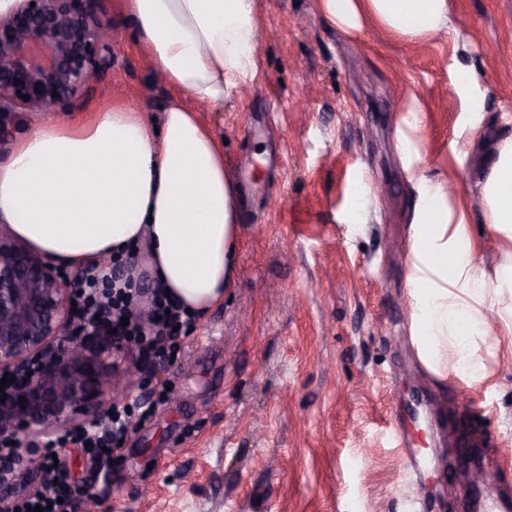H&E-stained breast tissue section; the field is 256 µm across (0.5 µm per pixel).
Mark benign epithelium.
Instances as JSON below:
<instances>
[{"label":"benign epithelium","mask_w":512,"mask_h":512,"mask_svg":"<svg viewBox=\"0 0 512 512\" xmlns=\"http://www.w3.org/2000/svg\"><path fill=\"white\" fill-rule=\"evenodd\" d=\"M96 3L15 0L0 14V122L18 109L55 112L111 61L112 28L97 21ZM69 288L28 245L0 233V376L15 377L0 399V438L15 441L0 448L1 489L39 492V438L56 426H86L124 395L104 369L116 342L75 325ZM78 410L86 419L73 417Z\"/></svg>","instance_id":"7a95c632"}]
</instances>
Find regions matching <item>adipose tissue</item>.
<instances>
[{
	"label": "adipose tissue",
	"instance_id": "adipose-tissue-1",
	"mask_svg": "<svg viewBox=\"0 0 512 512\" xmlns=\"http://www.w3.org/2000/svg\"><path fill=\"white\" fill-rule=\"evenodd\" d=\"M141 49L179 95L160 128L142 107L118 100L88 123L46 122L0 164V223L36 254L79 267L145 243L158 280L201 313L236 277L240 187L224 143L202 118L256 73L255 0H121ZM350 34L372 24L412 40L456 36L448 0H319ZM464 123L485 118L477 69L457 66ZM480 184L485 233L502 261L479 263L469 217L455 215L442 181L413 177L406 301L419 361L441 381L468 387L491 373L484 355L512 353V135ZM495 312L488 323L487 312ZM500 335H493L492 325Z\"/></svg>",
	"mask_w": 512,
	"mask_h": 512
}]
</instances>
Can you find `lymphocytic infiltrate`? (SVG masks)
Here are the masks:
<instances>
[{
	"instance_id": "lymphocytic-infiltrate-1",
	"label": "lymphocytic infiltrate",
	"mask_w": 512,
	"mask_h": 512,
	"mask_svg": "<svg viewBox=\"0 0 512 512\" xmlns=\"http://www.w3.org/2000/svg\"><path fill=\"white\" fill-rule=\"evenodd\" d=\"M113 276V270L97 264L73 275L71 303L79 323L94 330H114L116 342L136 346L145 360L165 366L177 362L181 349L179 332L191 324L192 315L161 288L154 293L149 311L141 312L134 289L112 287ZM168 395L166 381H159L151 397L114 407L108 428L94 422L81 432L52 437L46 446L53 451L70 444L80 445L99 467L111 468L132 420L149 421ZM48 475L51 483L47 491L18 502V512H28L29 507L37 505L50 512H74L75 497L68 472L52 465Z\"/></svg>"
}]
</instances>
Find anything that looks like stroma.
Segmentation results:
<instances>
[{"instance_id": "stroma-1", "label": "stroma", "mask_w": 512, "mask_h": 512, "mask_svg": "<svg viewBox=\"0 0 512 512\" xmlns=\"http://www.w3.org/2000/svg\"><path fill=\"white\" fill-rule=\"evenodd\" d=\"M459 49L364 30L352 39L318 0H256L258 70L204 118L241 190L235 285L197 316L179 362L109 360L125 401L169 379L173 399L131 428L103 475L78 449L59 458L75 512H494L512 500V360L498 385L460 389L418 361L405 303L410 178L454 174L456 202L482 232L474 182L512 132V0H449ZM112 65L53 113L81 121L122 98L153 125L173 89L136 43L118 0H100ZM486 92L480 127L460 130L458 62ZM424 107L403 153L397 128ZM469 140L453 156L456 137ZM367 223L348 220L361 186ZM494 484L470 482L473 467Z\"/></svg>"}]
</instances>
